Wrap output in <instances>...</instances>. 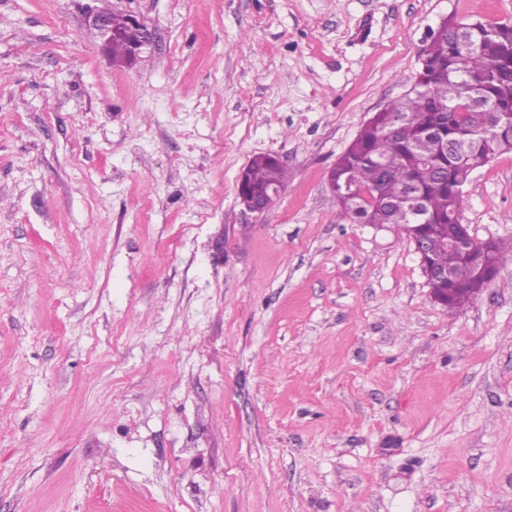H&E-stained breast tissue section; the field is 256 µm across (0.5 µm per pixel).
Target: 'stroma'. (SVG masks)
Wrapping results in <instances>:
<instances>
[{"instance_id":"obj_1","label":"stroma","mask_w":512,"mask_h":512,"mask_svg":"<svg viewBox=\"0 0 512 512\" xmlns=\"http://www.w3.org/2000/svg\"><path fill=\"white\" fill-rule=\"evenodd\" d=\"M451 15L512 0H0V512H512V260L444 308L328 186ZM462 220L512 248V153ZM111 12L112 16L108 9L89 11L86 17L87 26L94 37L98 38L102 50L112 56V59H119L127 55L131 47L140 41L143 33L141 41L132 47L126 58L120 61L112 60L114 65L132 67L141 59L142 54L154 48L158 41V34L154 28L149 27L136 15L128 14V22L133 26L140 27L142 33L140 29L132 28L126 24L124 18L125 14L121 12ZM112 24L118 32L117 37L113 40L112 37L114 33ZM111 46L112 55L110 52ZM288 179V171L278 158L271 154L257 155L248 163L239 192L251 197L282 190ZM272 191L262 198L239 196L241 204L249 211L263 213L272 208L279 197Z\"/></svg>"}]
</instances>
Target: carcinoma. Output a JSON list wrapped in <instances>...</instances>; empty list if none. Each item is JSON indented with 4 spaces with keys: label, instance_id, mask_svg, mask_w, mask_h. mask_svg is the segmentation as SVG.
<instances>
[{
    "label": "carcinoma",
    "instance_id": "carcinoma-1",
    "mask_svg": "<svg viewBox=\"0 0 512 512\" xmlns=\"http://www.w3.org/2000/svg\"><path fill=\"white\" fill-rule=\"evenodd\" d=\"M118 35L112 58L127 55L142 33L112 13ZM512 152V24L447 18L420 53L411 89L374 113L333 167V194L358 224H392L409 237L442 241L425 257L448 269V284L428 282L431 293L461 288V308L485 288L504 262L500 243L476 254L448 247L460 234L464 188L472 172ZM288 171L271 154L248 163L239 192L251 197L280 190Z\"/></svg>",
    "mask_w": 512,
    "mask_h": 512
}]
</instances>
